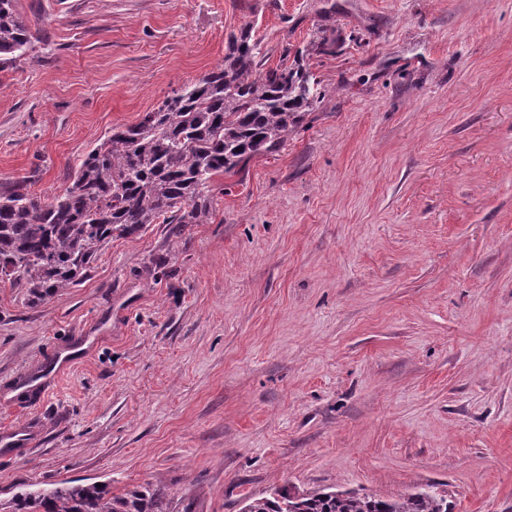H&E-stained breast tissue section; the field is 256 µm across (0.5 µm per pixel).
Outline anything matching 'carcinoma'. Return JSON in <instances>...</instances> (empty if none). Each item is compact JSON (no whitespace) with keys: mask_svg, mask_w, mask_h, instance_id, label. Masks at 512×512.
Returning a JSON list of instances; mask_svg holds the SVG:
<instances>
[{"mask_svg":"<svg viewBox=\"0 0 512 512\" xmlns=\"http://www.w3.org/2000/svg\"><path fill=\"white\" fill-rule=\"evenodd\" d=\"M0 0V69L31 46L16 8ZM319 82L288 51L267 65L251 30L227 38L224 61L172 92L129 126L114 127L77 165L72 184L45 200L23 183L0 192V280L44 301L78 284L114 237L151 224L207 223L214 177L288 143L320 99ZM159 489L111 494L106 486L70 485L18 496L15 512H164ZM245 512H453L448 493L429 485L391 496L287 489L256 498Z\"/></svg>","mask_w":512,"mask_h":512,"instance_id":"1","label":"carcinoma"}]
</instances>
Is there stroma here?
I'll list each match as a JSON object with an SVG mask.
<instances>
[{
    "instance_id": "1",
    "label": "stroma",
    "mask_w": 512,
    "mask_h": 512,
    "mask_svg": "<svg viewBox=\"0 0 512 512\" xmlns=\"http://www.w3.org/2000/svg\"><path fill=\"white\" fill-rule=\"evenodd\" d=\"M18 10L0 190L62 194L247 24L269 65L306 51L322 97L280 153L215 177L209 223L113 239L40 303L0 281V436L31 437L0 443V503L75 482L243 512L437 484L453 512H512V0Z\"/></svg>"
}]
</instances>
